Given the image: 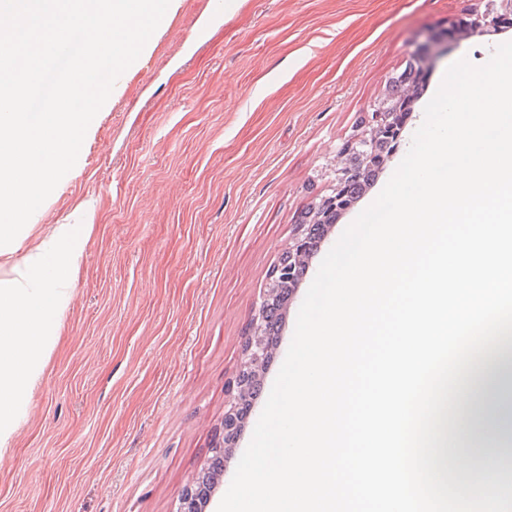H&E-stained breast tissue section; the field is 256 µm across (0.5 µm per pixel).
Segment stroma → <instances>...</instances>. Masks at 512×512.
Returning <instances> with one entry per match:
<instances>
[{
	"instance_id": "obj_1",
	"label": "stroma",
	"mask_w": 512,
	"mask_h": 512,
	"mask_svg": "<svg viewBox=\"0 0 512 512\" xmlns=\"http://www.w3.org/2000/svg\"><path fill=\"white\" fill-rule=\"evenodd\" d=\"M475 0H177L93 119L74 168L32 221L98 230L27 415L0 456V512H176L205 469L249 325L297 221L329 194L341 148L417 42ZM512 27L449 41L397 149L330 225L288 302L232 480L343 231L407 154L447 67L476 65ZM205 509L217 512L227 488Z\"/></svg>"
}]
</instances>
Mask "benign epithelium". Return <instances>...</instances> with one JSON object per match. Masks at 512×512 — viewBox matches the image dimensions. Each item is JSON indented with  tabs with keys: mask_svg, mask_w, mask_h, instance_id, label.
Here are the masks:
<instances>
[{
	"mask_svg": "<svg viewBox=\"0 0 512 512\" xmlns=\"http://www.w3.org/2000/svg\"><path fill=\"white\" fill-rule=\"evenodd\" d=\"M511 14L512 0H490L483 12L480 13L475 9L451 21L447 29L428 37L424 43L413 51L412 65L420 72H425L434 61L438 48L447 43L448 40L456 36L468 35L475 31L492 27L495 22ZM363 123L373 133L383 135L388 141L397 140L401 136V131L392 125L390 114L381 112L374 107L365 114ZM344 171L345 168L343 167L336 171V185L332 189L331 194L319 198L318 206L320 208H331L339 212L347 210V206L343 204L345 198L343 193ZM307 249L308 246L302 233H297L292 244L287 247L288 260L277 262L274 266L272 277L280 281L300 279L304 272L305 262L308 259ZM267 297L268 294H263L260 306H258L251 321L247 346L243 352L241 369L247 370L254 375L265 372L269 364L268 350L262 340L263 304H265ZM237 393L238 388H232L228 409L224 411V437L233 444L237 443L241 436V431L236 428L234 420Z\"/></svg>",
	"mask_w": 512,
	"mask_h": 512,
	"instance_id": "1",
	"label": "benign epithelium"
}]
</instances>
